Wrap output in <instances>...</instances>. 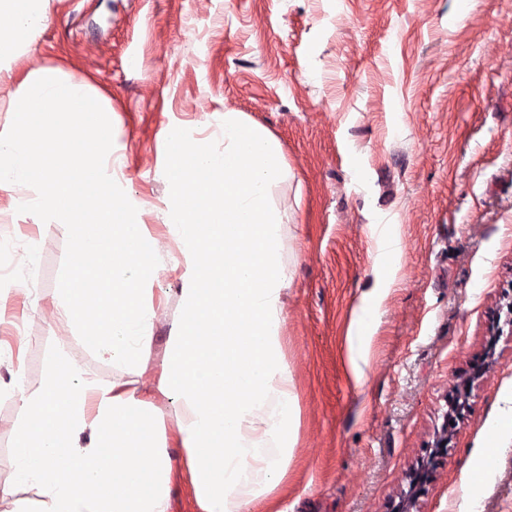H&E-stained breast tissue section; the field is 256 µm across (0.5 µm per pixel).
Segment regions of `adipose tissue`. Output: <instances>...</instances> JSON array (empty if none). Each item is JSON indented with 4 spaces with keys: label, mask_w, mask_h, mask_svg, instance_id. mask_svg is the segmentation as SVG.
I'll use <instances>...</instances> for the list:
<instances>
[{
    "label": "adipose tissue",
    "mask_w": 512,
    "mask_h": 512,
    "mask_svg": "<svg viewBox=\"0 0 512 512\" xmlns=\"http://www.w3.org/2000/svg\"><path fill=\"white\" fill-rule=\"evenodd\" d=\"M48 0H0L10 19L0 50L31 45ZM106 107L84 84L36 70L13 99L15 122L0 135V188L36 185L42 205L67 232L88 224L104 274L70 283L63 314L82 327L129 381H72L55 360L41 390L22 396L16 428L21 447L13 482L36 487L39 512H169L174 465L161 416L139 393L152 345L155 311L142 278L154 266L156 241L97 175V142L110 138ZM224 152L189 144L179 128L164 223L182 268V313L167 361L150 391L180 402L179 442L198 512H277L272 496L288 471L300 417L282 356L283 218L271 190L286 170L276 140L240 113L224 115ZM117 247H109L108 239ZM219 256L204 273V256ZM90 433L92 442L80 446Z\"/></svg>",
    "instance_id": "ef3b65f1"
}]
</instances>
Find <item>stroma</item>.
Masks as SVG:
<instances>
[{
	"label": "stroma",
	"mask_w": 512,
	"mask_h": 512,
	"mask_svg": "<svg viewBox=\"0 0 512 512\" xmlns=\"http://www.w3.org/2000/svg\"><path fill=\"white\" fill-rule=\"evenodd\" d=\"M0 82V132L36 69L87 84L107 108L112 192L151 235L173 156L165 138L224 152V115L278 141L287 176L271 199L291 272L282 348L300 406L280 512H392L406 474L433 460L417 512H466L477 451L512 420V0H49L45 28ZM398 239L375 260L376 226ZM36 248L0 293L28 338L0 330V484L12 482L20 396L54 357L76 379L122 383L60 314L73 240L25 184L0 189V239ZM179 253L160 250L148 388L182 310ZM376 307L363 378L348 364L360 301ZM447 452L430 458L448 398L480 358ZM486 512H512V438L484 487Z\"/></svg>",
	"instance_id": "obj_1"
}]
</instances>
